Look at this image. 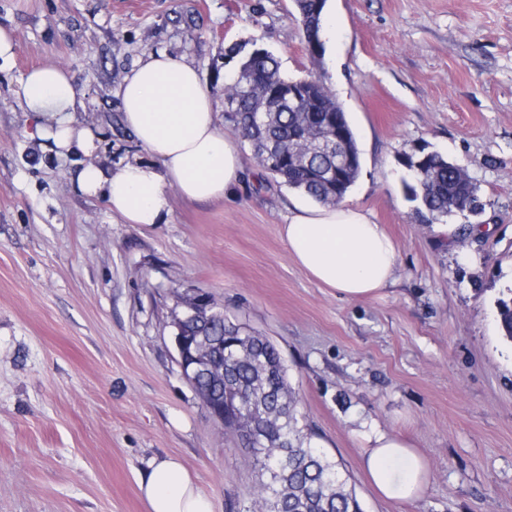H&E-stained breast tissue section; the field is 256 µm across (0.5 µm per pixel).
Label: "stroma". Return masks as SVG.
Segmentation results:
<instances>
[{
	"instance_id": "obj_1",
	"label": "stroma",
	"mask_w": 512,
	"mask_h": 512,
	"mask_svg": "<svg viewBox=\"0 0 512 512\" xmlns=\"http://www.w3.org/2000/svg\"><path fill=\"white\" fill-rule=\"evenodd\" d=\"M0 28L14 39L0 60V512H146L138 471L166 455L215 512H248L258 474L183 377L167 325L200 293L278 347L303 424L364 512H512V341L497 321L512 290V0H329L319 63L292 0H0ZM252 39L285 77L323 74L348 116L361 172L345 202L398 246L377 296L338 298L294 262L280 226L307 198L245 140L224 199L173 197L144 228L76 192L86 159L33 135L22 81L53 64L101 138L88 160H148L112 93L131 65L186 58L220 113L224 51ZM423 151L466 170L482 214L449 215L446 234L421 221L402 160ZM378 431L428 459L419 499L371 486Z\"/></svg>"
}]
</instances>
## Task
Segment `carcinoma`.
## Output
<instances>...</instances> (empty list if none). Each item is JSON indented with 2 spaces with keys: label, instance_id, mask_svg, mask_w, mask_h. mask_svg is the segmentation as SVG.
Segmentation results:
<instances>
[{
  "label": "carcinoma",
  "instance_id": "carcinoma-1",
  "mask_svg": "<svg viewBox=\"0 0 512 512\" xmlns=\"http://www.w3.org/2000/svg\"><path fill=\"white\" fill-rule=\"evenodd\" d=\"M325 0H295L300 21L320 26ZM242 55L237 80L224 85V102L231 111L225 119L250 143L257 164L279 184L295 189L316 203H336L347 190H336L327 173L339 170L350 184L357 169L338 166L336 131L347 136L358 152L346 113L330 88L322 84L315 98L302 108L288 101V88L298 80L281 75L280 62L269 50L254 47L243 52L234 43L225 55ZM414 183H404L409 200L426 221L438 220L455 208H465L474 185L462 180L455 166L439 153L430 154L423 172H413ZM499 329L512 341V296L497 302ZM186 333L224 338V349L234 360L224 363V376L232 377L243 400L241 408L258 420L259 432L245 438L234 428L230 415L224 427L237 434L246 459L257 469L259 483L254 505L262 512H363L355 492L347 488L341 464L331 460L312 438L303 433L301 412L282 356L271 340L220 316L210 326L196 319L185 324ZM200 388L211 394L210 404L224 403V382L206 380Z\"/></svg>",
  "mask_w": 512,
  "mask_h": 512
}]
</instances>
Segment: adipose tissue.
<instances>
[{"label":"adipose tissue","instance_id":"adipose-tissue-1","mask_svg":"<svg viewBox=\"0 0 512 512\" xmlns=\"http://www.w3.org/2000/svg\"><path fill=\"white\" fill-rule=\"evenodd\" d=\"M22 92L27 111L36 116V134L56 155L96 151V133L74 118L81 92L63 69H34L24 78ZM113 94L127 129L151 159L125 161L113 169L81 165L72 182L82 194L102 197L127 223L151 227L165 223L171 193L219 200L238 182L237 144L225 134L214 99L193 64L163 52L146 54ZM280 235L295 263L342 299L368 297L394 282L398 248L383 226L358 207L297 208ZM363 466L377 492L388 499H417L428 483L424 454L394 435H375ZM138 487L147 512H215L212 498L174 456L149 460L139 472Z\"/></svg>","mask_w":512,"mask_h":512}]
</instances>
